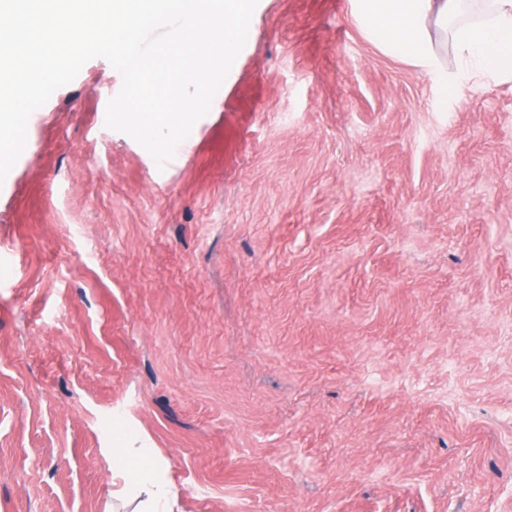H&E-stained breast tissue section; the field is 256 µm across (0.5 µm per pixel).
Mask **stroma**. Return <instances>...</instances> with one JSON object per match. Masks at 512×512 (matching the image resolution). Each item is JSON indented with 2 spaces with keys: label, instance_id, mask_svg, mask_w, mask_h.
<instances>
[{
  "label": "stroma",
  "instance_id": "obj_1",
  "mask_svg": "<svg viewBox=\"0 0 512 512\" xmlns=\"http://www.w3.org/2000/svg\"><path fill=\"white\" fill-rule=\"evenodd\" d=\"M87 62L0 183V512H512V82L258 0L157 164ZM121 453L120 477L125 485L149 484L156 487L155 497H160L162 483L157 482L158 457L153 448H117Z\"/></svg>",
  "mask_w": 512,
  "mask_h": 512
}]
</instances>
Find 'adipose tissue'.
I'll use <instances>...</instances> for the list:
<instances>
[{"label":"adipose tissue","mask_w":512,"mask_h":512,"mask_svg":"<svg viewBox=\"0 0 512 512\" xmlns=\"http://www.w3.org/2000/svg\"><path fill=\"white\" fill-rule=\"evenodd\" d=\"M363 30L386 53L427 70L446 72L440 49L451 44L457 59L455 81L471 74L495 82L512 81V0H488L486 16L460 23L467 0H354ZM125 484L156 485L158 457L151 448L121 451Z\"/></svg>","instance_id":"obj_1"}]
</instances>
